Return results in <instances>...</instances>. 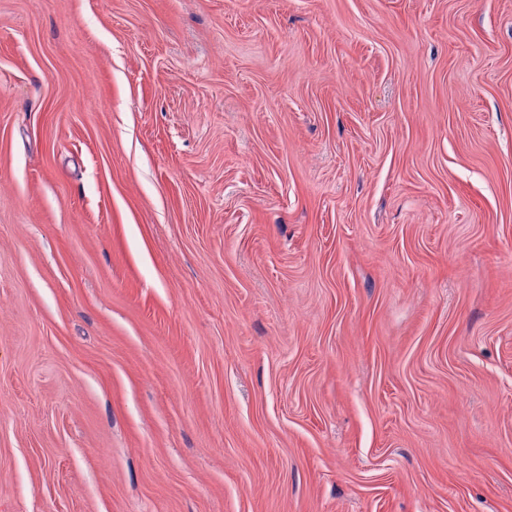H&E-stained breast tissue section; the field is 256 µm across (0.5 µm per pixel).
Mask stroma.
Masks as SVG:
<instances>
[{"mask_svg":"<svg viewBox=\"0 0 512 512\" xmlns=\"http://www.w3.org/2000/svg\"><path fill=\"white\" fill-rule=\"evenodd\" d=\"M0 512H512V0H0Z\"/></svg>","mask_w":512,"mask_h":512,"instance_id":"1","label":"stroma"}]
</instances>
